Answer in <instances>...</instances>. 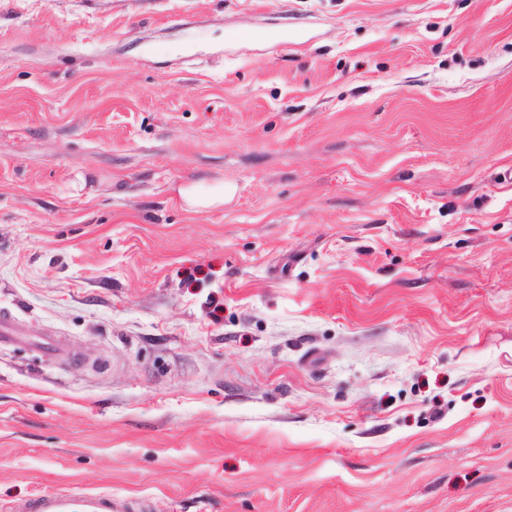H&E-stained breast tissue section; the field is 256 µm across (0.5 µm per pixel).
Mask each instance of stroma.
I'll list each match as a JSON object with an SVG mask.
<instances>
[{
    "label": "stroma",
    "instance_id": "stroma-1",
    "mask_svg": "<svg viewBox=\"0 0 512 512\" xmlns=\"http://www.w3.org/2000/svg\"><path fill=\"white\" fill-rule=\"evenodd\" d=\"M0 312V512H512V0H0ZM190 206L195 208H217L224 206V184L206 186L197 184L182 190ZM20 512H112V495L104 492L53 491L22 502Z\"/></svg>",
    "mask_w": 512,
    "mask_h": 512
}]
</instances>
